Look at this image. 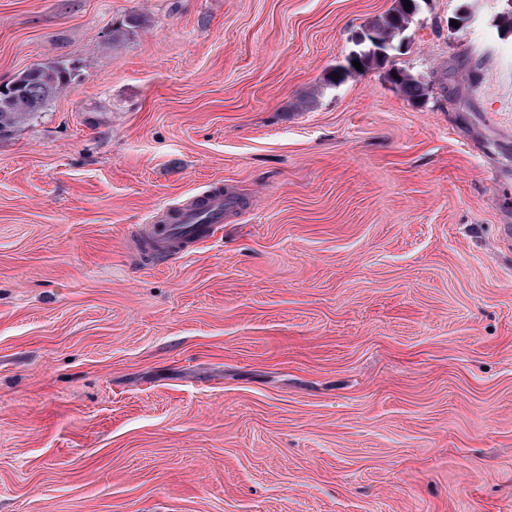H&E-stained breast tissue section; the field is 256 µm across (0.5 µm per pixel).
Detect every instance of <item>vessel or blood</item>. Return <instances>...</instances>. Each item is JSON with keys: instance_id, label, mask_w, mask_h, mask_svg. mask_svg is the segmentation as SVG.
<instances>
[{"instance_id": "vessel-or-blood-1", "label": "vessel or blood", "mask_w": 512, "mask_h": 512, "mask_svg": "<svg viewBox=\"0 0 512 512\" xmlns=\"http://www.w3.org/2000/svg\"><path fill=\"white\" fill-rule=\"evenodd\" d=\"M200 209L211 214V223H198L197 211L187 210L181 215L178 223L158 226L154 234V244L163 256H171L176 246L192 249L214 236L218 225L224 220L223 194L215 192L205 196L200 202Z\"/></svg>"}]
</instances>
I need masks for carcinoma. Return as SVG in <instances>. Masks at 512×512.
I'll use <instances>...</instances> for the list:
<instances>
[{
  "mask_svg": "<svg viewBox=\"0 0 512 512\" xmlns=\"http://www.w3.org/2000/svg\"><path fill=\"white\" fill-rule=\"evenodd\" d=\"M410 2L412 7L407 10L403 6V0H396L391 11L364 27L359 58L362 68L380 67L387 61L389 45L402 39L407 30L409 15L419 10V0ZM144 24L145 19L133 16L125 24L112 30V40L119 41ZM75 70L76 65L68 60L49 59L6 83L9 90H0V133L11 130L43 111L50 100L70 86ZM387 76L409 99L416 101L425 96L422 83L411 74L391 69Z\"/></svg>",
  "mask_w": 512,
  "mask_h": 512,
  "instance_id": "carcinoma-1",
  "label": "carcinoma"
}]
</instances>
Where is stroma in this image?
Returning a JSON list of instances; mask_svg holds the SVG:
<instances>
[{
    "label": "stroma",
    "mask_w": 512,
    "mask_h": 512,
    "mask_svg": "<svg viewBox=\"0 0 512 512\" xmlns=\"http://www.w3.org/2000/svg\"><path fill=\"white\" fill-rule=\"evenodd\" d=\"M393 5L0 0V82L79 66L0 135V512H512L505 4L326 85ZM393 75H398L399 79L393 78ZM387 76L391 83L398 85L400 91L413 101L422 99L426 94L422 83L404 70L391 69ZM203 197L200 210L211 214V224H199L195 211L187 210L181 215L179 223L160 225L156 229L154 244L164 258L171 256L178 245L183 244L180 249L184 252L209 241L224 221V194L214 192Z\"/></svg>",
    "instance_id": "1"
}]
</instances>
